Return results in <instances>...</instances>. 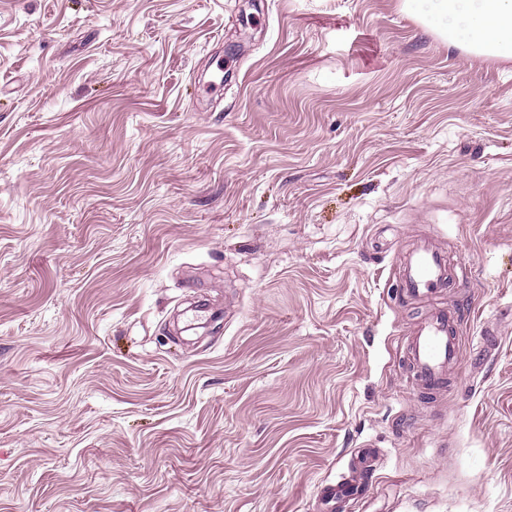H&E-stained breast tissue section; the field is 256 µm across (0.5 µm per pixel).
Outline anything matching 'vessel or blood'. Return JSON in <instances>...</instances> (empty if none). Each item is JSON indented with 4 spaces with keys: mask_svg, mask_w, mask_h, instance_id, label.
<instances>
[{
    "mask_svg": "<svg viewBox=\"0 0 512 512\" xmlns=\"http://www.w3.org/2000/svg\"><path fill=\"white\" fill-rule=\"evenodd\" d=\"M458 269L435 240L422 238L403 256L400 294L416 303L430 301L457 279ZM459 319L456 308L434 307L415 322L405 343V372L418 392L433 395L448 385L461 355ZM366 491L361 482L336 484L324 488L321 499L336 507Z\"/></svg>",
    "mask_w": 512,
    "mask_h": 512,
    "instance_id": "vessel-or-blood-1",
    "label": "vessel or blood"
}]
</instances>
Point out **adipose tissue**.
<instances>
[{"mask_svg":"<svg viewBox=\"0 0 512 512\" xmlns=\"http://www.w3.org/2000/svg\"><path fill=\"white\" fill-rule=\"evenodd\" d=\"M403 5L449 49L512 60V0H403Z\"/></svg>","mask_w":512,"mask_h":512,"instance_id":"adipose-tissue-1","label":"adipose tissue"}]
</instances>
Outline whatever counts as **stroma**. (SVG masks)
<instances>
[{"label":"stroma","mask_w":512,"mask_h":512,"mask_svg":"<svg viewBox=\"0 0 512 512\" xmlns=\"http://www.w3.org/2000/svg\"><path fill=\"white\" fill-rule=\"evenodd\" d=\"M367 444L345 512H512V62L402 0H0V512H320ZM462 262L454 263L431 238H422L408 249L400 264L399 287L403 299L428 302L443 293L458 278ZM459 319L456 308L433 307L413 325L404 371L421 394L434 395L448 385L461 355ZM367 485L359 482H350L343 484H336L324 488L321 492L320 499L324 504H332V507L337 508L342 502L363 496L367 492Z\"/></svg>","instance_id":"35a3bbf8"}]
</instances>
